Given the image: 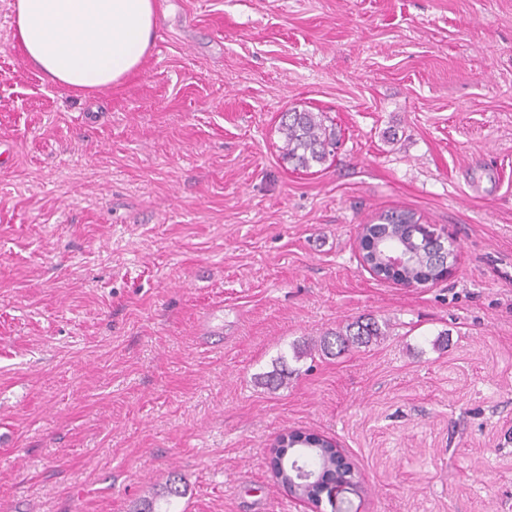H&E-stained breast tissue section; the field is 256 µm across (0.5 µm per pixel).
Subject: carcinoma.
<instances>
[{
	"mask_svg": "<svg viewBox=\"0 0 512 512\" xmlns=\"http://www.w3.org/2000/svg\"><path fill=\"white\" fill-rule=\"evenodd\" d=\"M278 132L283 139L281 152L295 170L309 171L316 165L324 164L336 147V131L333 126L325 124V117L320 113L293 109L280 116ZM417 220L411 211H392L383 217V222L372 229H364L360 240L362 258L366 261L375 260L382 251V240L397 237L409 242L421 254L422 260L411 270L399 273L402 278L410 277L416 281H428L436 278L438 272L433 266L432 253L434 242L417 232ZM384 335L374 318L358 319L329 336L324 337V349L337 348L343 352L351 345L363 344L370 339ZM306 455L317 461L321 481L312 485L308 496L314 498L320 494L322 482L343 477L352 471L349 463L332 467L334 453L326 446V441L313 433L291 431L280 438L273 450L272 472L280 485L286 479L280 478L282 468L288 467L289 459L294 455Z\"/></svg>",
	"mask_w": 512,
	"mask_h": 512,
	"instance_id": "cac0c4a2",
	"label": "carcinoma"
}]
</instances>
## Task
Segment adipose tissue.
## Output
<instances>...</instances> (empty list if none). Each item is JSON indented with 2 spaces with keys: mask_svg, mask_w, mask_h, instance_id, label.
<instances>
[{
  "mask_svg": "<svg viewBox=\"0 0 512 512\" xmlns=\"http://www.w3.org/2000/svg\"><path fill=\"white\" fill-rule=\"evenodd\" d=\"M13 37L44 80L78 93L138 71L156 26L155 0H11Z\"/></svg>",
  "mask_w": 512,
  "mask_h": 512,
  "instance_id": "1",
  "label": "adipose tissue"
}]
</instances>
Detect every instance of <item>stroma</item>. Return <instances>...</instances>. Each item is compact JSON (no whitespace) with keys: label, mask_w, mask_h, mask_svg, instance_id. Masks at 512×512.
Returning a JSON list of instances; mask_svg holds the SVG:
<instances>
[{"label":"stroma","mask_w":512,"mask_h":512,"mask_svg":"<svg viewBox=\"0 0 512 512\" xmlns=\"http://www.w3.org/2000/svg\"><path fill=\"white\" fill-rule=\"evenodd\" d=\"M291 108L340 138L309 172ZM2 139L0 512H305L291 430L360 470L352 512H512V0H157L144 67L85 96L0 0ZM391 209L456 239L448 278L361 267ZM361 317L384 336L322 352ZM278 132L283 139V159L294 170L307 172L315 165H323L336 147L335 128L325 124L322 113L297 109L283 112Z\"/></svg>","instance_id":"obj_1"}]
</instances>
